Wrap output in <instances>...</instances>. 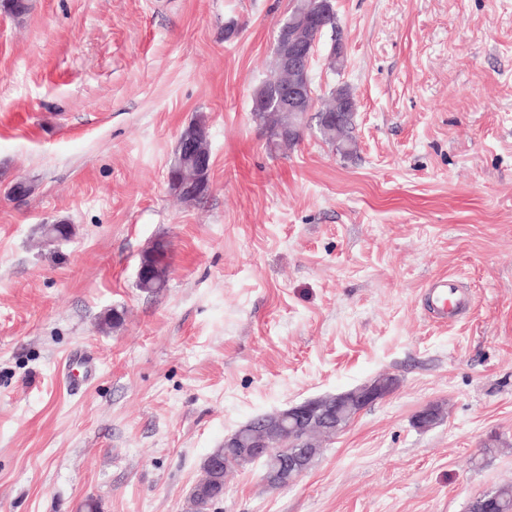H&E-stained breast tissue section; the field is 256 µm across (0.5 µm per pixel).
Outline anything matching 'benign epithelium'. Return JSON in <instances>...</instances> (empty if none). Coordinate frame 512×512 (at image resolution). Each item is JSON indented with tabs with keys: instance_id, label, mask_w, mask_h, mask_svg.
Wrapping results in <instances>:
<instances>
[{
	"instance_id": "benign-epithelium-1",
	"label": "benign epithelium",
	"mask_w": 512,
	"mask_h": 512,
	"mask_svg": "<svg viewBox=\"0 0 512 512\" xmlns=\"http://www.w3.org/2000/svg\"><path fill=\"white\" fill-rule=\"evenodd\" d=\"M333 14L332 0H315L307 15L287 18L279 25L274 51L279 55L290 79L283 83L273 100L266 98L253 102L252 110L263 111L272 106L283 112H306L311 92V65L322 35L326 31L321 18ZM181 150L193 157L199 168L209 165V155L198 150L193 140H181ZM395 386V379L382 375L369 384L334 395L307 399L282 412L267 414L255 422L241 425V429L224 436V447L239 449L242 463L252 465L266 462L272 448L283 435L282 420L289 418L294 428L304 435L303 446L282 460L276 471L266 470L262 481L269 487L281 488L291 484L288 473L304 474L314 458L315 446L311 438L316 435H335L343 428L346 413L360 411L385 398ZM435 406H426L415 414L417 427L427 429L439 422Z\"/></svg>"
}]
</instances>
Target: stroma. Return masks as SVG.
I'll return each instance as SVG.
<instances>
[{
	"instance_id": "stroma-1",
	"label": "stroma",
	"mask_w": 512,
	"mask_h": 512,
	"mask_svg": "<svg viewBox=\"0 0 512 512\" xmlns=\"http://www.w3.org/2000/svg\"><path fill=\"white\" fill-rule=\"evenodd\" d=\"M290 6L0 8V512H189L226 435L384 374L291 486L258 462L212 512H469L512 484V0H334L312 75L352 89L350 157L312 120L272 156L252 118ZM199 112L210 191L185 204L167 171ZM56 222L73 234L46 242ZM446 275L470 305L442 324ZM429 404L443 420L416 428ZM170 260V242L163 239L156 240L141 256L143 265H140L138 269V281L142 278L143 266L145 274L144 281L139 288L151 293L165 288L168 281ZM459 288V280L450 277H445L429 287L427 292L428 306L435 318L447 320L448 317H454L460 312L461 295ZM452 295H457L454 302L450 301Z\"/></svg>"
}]
</instances>
